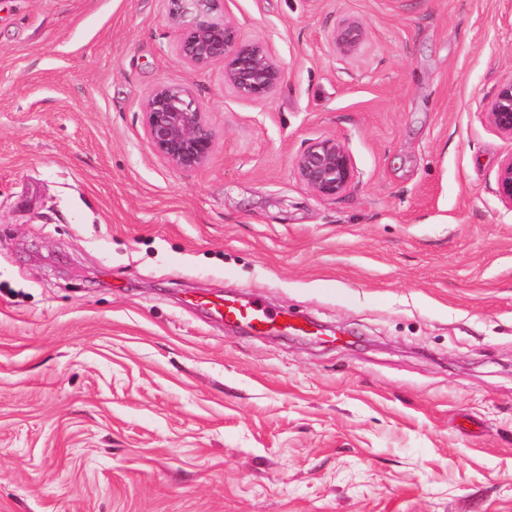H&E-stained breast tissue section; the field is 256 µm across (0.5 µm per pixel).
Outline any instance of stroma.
<instances>
[{"label":"stroma","instance_id":"stroma-1","mask_svg":"<svg viewBox=\"0 0 512 512\" xmlns=\"http://www.w3.org/2000/svg\"><path fill=\"white\" fill-rule=\"evenodd\" d=\"M216 16L268 99L180 61L166 0H0V512H512V0ZM159 84L204 107L199 171L147 142ZM330 137L333 199L293 165ZM225 295L338 339L190 304ZM333 39L342 51L348 52L362 39V30L357 24L348 22L334 31ZM487 117L496 130L512 138V82L498 90L491 101ZM293 163L300 180L323 198L345 193L357 174L348 148L336 138L305 145L296 153ZM496 193L507 207L512 208V154L500 165L496 177Z\"/></svg>","mask_w":512,"mask_h":512}]
</instances>
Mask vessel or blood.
I'll return each instance as SVG.
<instances>
[{"label": "vessel or blood", "mask_w": 512, "mask_h": 512, "mask_svg": "<svg viewBox=\"0 0 512 512\" xmlns=\"http://www.w3.org/2000/svg\"><path fill=\"white\" fill-rule=\"evenodd\" d=\"M202 307L215 318L229 323L246 325L252 332L299 333L302 325L291 322L287 311L272 312L257 300H229L224 298L203 299Z\"/></svg>", "instance_id": "1"}]
</instances>
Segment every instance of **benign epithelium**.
Returning a JSON list of instances; mask_svg holds the SVG:
<instances>
[{
  "mask_svg": "<svg viewBox=\"0 0 512 512\" xmlns=\"http://www.w3.org/2000/svg\"><path fill=\"white\" fill-rule=\"evenodd\" d=\"M168 14L178 27V58L196 68L224 63V84L239 96L264 100L279 86L282 69L259 41L241 39L237 26L213 17L216 0H167ZM335 44L348 52L362 39L355 23H345L333 33ZM145 136L152 151L180 173L196 172L209 162L215 140L206 112L193 92L184 86L159 84L141 104ZM487 117L500 133L512 137V82L502 86L489 106ZM300 180L323 198L345 193L357 171L346 145L335 138L311 142L294 157ZM496 193L512 209V155L500 165Z\"/></svg>",
  "mask_w": 512,
  "mask_h": 512,
  "instance_id": "1",
  "label": "benign epithelium"
}]
</instances>
